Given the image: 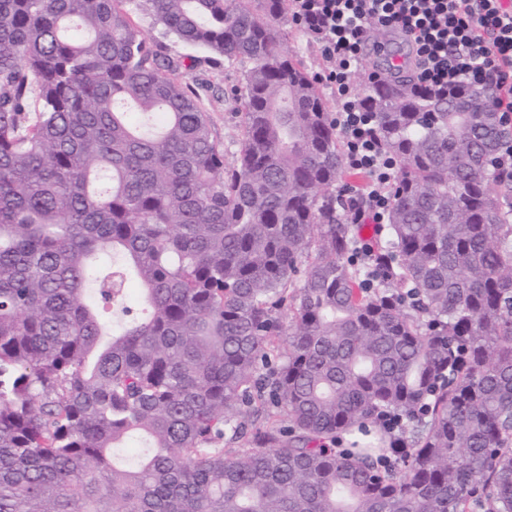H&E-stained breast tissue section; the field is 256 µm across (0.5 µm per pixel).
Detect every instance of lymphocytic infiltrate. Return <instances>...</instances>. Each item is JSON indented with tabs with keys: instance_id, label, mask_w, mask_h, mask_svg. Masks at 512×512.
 I'll use <instances>...</instances> for the list:
<instances>
[{
	"instance_id": "f902f5d3",
	"label": "lymphocytic infiltrate",
	"mask_w": 512,
	"mask_h": 512,
	"mask_svg": "<svg viewBox=\"0 0 512 512\" xmlns=\"http://www.w3.org/2000/svg\"><path fill=\"white\" fill-rule=\"evenodd\" d=\"M293 23L318 37L327 62L317 76L336 95L344 164L367 177L352 221L383 232L398 160L382 152L376 119L354 84L370 28L399 33L411 46L418 84L428 90L491 87L492 104L512 123V0H291Z\"/></svg>"
}]
</instances>
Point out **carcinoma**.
<instances>
[{"label":"carcinoma","instance_id":"obj_1","mask_svg":"<svg viewBox=\"0 0 512 512\" xmlns=\"http://www.w3.org/2000/svg\"><path fill=\"white\" fill-rule=\"evenodd\" d=\"M129 2L0 0V512H512V185L489 90L366 86L401 172L365 288L286 0L135 4L251 62L231 161ZM386 411L403 450L335 449Z\"/></svg>","mask_w":512,"mask_h":512}]
</instances>
